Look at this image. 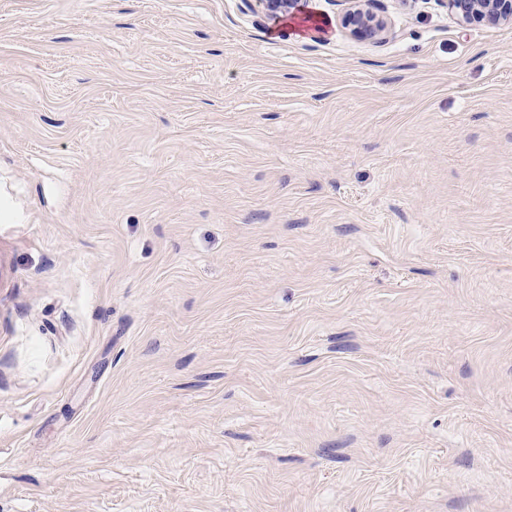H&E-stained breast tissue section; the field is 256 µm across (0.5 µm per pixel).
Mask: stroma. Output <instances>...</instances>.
<instances>
[{"label": "stroma", "instance_id": "stroma-1", "mask_svg": "<svg viewBox=\"0 0 512 512\" xmlns=\"http://www.w3.org/2000/svg\"><path fill=\"white\" fill-rule=\"evenodd\" d=\"M345 8L0 0V512H512V26ZM376 0H344L348 4L345 12V25L361 38L381 40L387 32V21L376 13Z\"/></svg>", "mask_w": 512, "mask_h": 512}]
</instances>
